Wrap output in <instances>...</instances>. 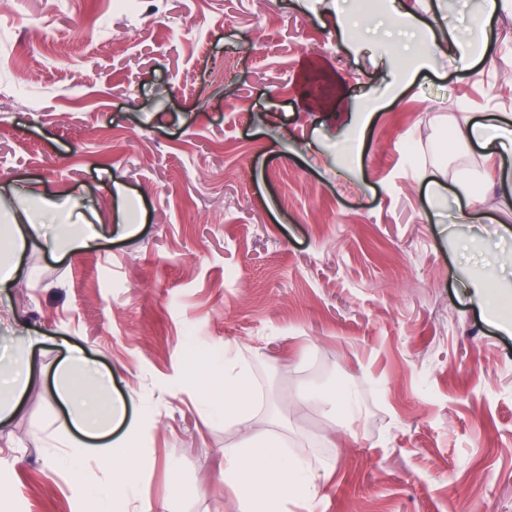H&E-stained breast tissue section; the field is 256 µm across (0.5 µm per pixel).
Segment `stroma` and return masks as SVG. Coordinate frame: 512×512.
<instances>
[{
  "label": "stroma",
  "mask_w": 512,
  "mask_h": 512,
  "mask_svg": "<svg viewBox=\"0 0 512 512\" xmlns=\"http://www.w3.org/2000/svg\"><path fill=\"white\" fill-rule=\"evenodd\" d=\"M359 0H18L0 11V214L35 188L104 228L60 256L29 240L0 294V352L37 342L31 382L0 428L16 488L6 512H87L49 466L69 439L53 398L69 353L112 378L153 466L158 512H239L220 475L245 433L281 434L307 461L319 512H512V334L465 283L491 262L465 239L512 221L477 146L437 148L466 117L512 116V16L491 23L492 70L403 62L332 16ZM469 34L480 0H418ZM231 54L224 82L208 60ZM350 150L352 163L342 152ZM482 191L480 224L430 209L422 170ZM141 203L123 237L125 205ZM233 347L250 429L180 390L187 358ZM353 385L356 431L316 396ZM180 492H173L171 465Z\"/></svg>",
  "instance_id": "35a3bbf8"
}]
</instances>
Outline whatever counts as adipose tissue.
<instances>
[{
	"mask_svg": "<svg viewBox=\"0 0 512 512\" xmlns=\"http://www.w3.org/2000/svg\"><path fill=\"white\" fill-rule=\"evenodd\" d=\"M512 15V0H483V19L475 38H460L449 31L447 45L437 38H429L418 58L426 63L449 48L452 58L461 70H470L476 63L490 57L494 18ZM368 28L386 41L408 34L419 27L420 19L409 0H388L383 20H367ZM459 141L478 143L494 148L495 152L512 154V123L490 119L466 121L455 127ZM21 205L18 219L0 222V291L10 287L16 279L19 265L17 254L26 247L29 236L40 231V216L50 200L44 192L36 190L19 195ZM234 352L225 349L223 359L209 360L205 367L186 362L184 373L190 377L193 389L208 403L213 418L224 419L248 426L251 420L248 387L239 374H233ZM64 382L54 390V397L66 411L67 420L78 436L69 441V449L52 460L51 465L74 476L83 474L87 459H95L105 473L104 480L82 481L79 491L91 499L95 512H153L146 501H136L138 477L149 462L135 448L130 439L113 437L114 426L126 419L123 404L105 396V379L80 361L67 360ZM6 389L9 398L0 401V427L9 424L16 413L20 399L29 388V353L21 351L0 366V389ZM224 482L236 491L240 512H288L289 503L303 498L316 502L319 488L311 477V468L302 460L288 457L280 438L273 434L246 438L244 443L224 450Z\"/></svg>",
	"mask_w": 512,
	"mask_h": 512,
	"instance_id": "adipose-tissue-1",
	"label": "adipose tissue"
}]
</instances>
